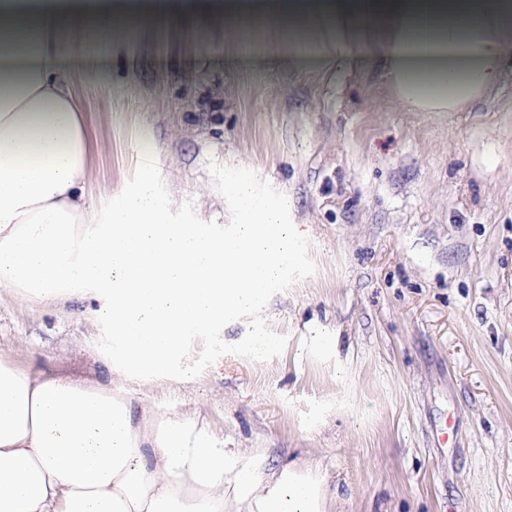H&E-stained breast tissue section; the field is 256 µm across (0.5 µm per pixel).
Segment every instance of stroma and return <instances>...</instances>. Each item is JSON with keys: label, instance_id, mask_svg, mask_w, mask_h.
I'll list each match as a JSON object with an SVG mask.
<instances>
[{"label": "stroma", "instance_id": "obj_1", "mask_svg": "<svg viewBox=\"0 0 512 512\" xmlns=\"http://www.w3.org/2000/svg\"><path fill=\"white\" fill-rule=\"evenodd\" d=\"M373 52L293 63L284 27L229 33L218 2L72 60L95 200L148 160L174 219L229 235L224 187L244 172L300 235L263 314L193 336L167 377L122 374L84 301L3 288L0 357L127 389L265 471L326 477L332 512H512V72L467 111L407 112Z\"/></svg>", "mask_w": 512, "mask_h": 512}]
</instances>
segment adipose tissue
<instances>
[{
  "instance_id": "obj_1",
  "label": "adipose tissue",
  "mask_w": 512,
  "mask_h": 512,
  "mask_svg": "<svg viewBox=\"0 0 512 512\" xmlns=\"http://www.w3.org/2000/svg\"><path fill=\"white\" fill-rule=\"evenodd\" d=\"M275 12L290 50L339 65L365 39L373 68L411 112H458L512 66V0H230L229 27ZM166 0H0V288L77 297L106 323L127 375L165 376L190 336L260 309L291 237L249 177L227 188L233 237L178 224L151 166L117 203L87 191L84 113L60 45L167 14ZM273 233L260 232V225ZM327 512L324 478L295 464L266 475L211 431L122 388L0 358V512Z\"/></svg>"
}]
</instances>
